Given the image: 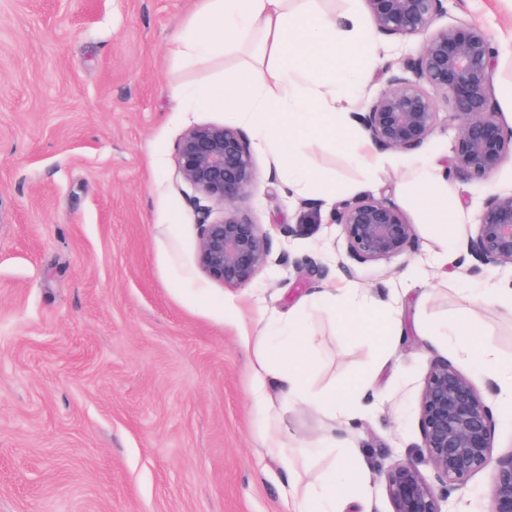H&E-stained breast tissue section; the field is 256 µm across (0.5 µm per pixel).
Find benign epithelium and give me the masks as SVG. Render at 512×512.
<instances>
[{"label": "benign epithelium", "mask_w": 512, "mask_h": 512, "mask_svg": "<svg viewBox=\"0 0 512 512\" xmlns=\"http://www.w3.org/2000/svg\"><path fill=\"white\" fill-rule=\"evenodd\" d=\"M375 29L402 38L422 37L407 58L413 78L395 76L363 104L355 118L370 140L393 150L425 142L435 131L438 100L457 121L452 168L486 180L512 160V130L494 107L495 61L490 39L473 22L438 26L442 0H365ZM183 181L220 214L203 213L197 265L210 280L243 287L272 263L262 225L241 216L237 203L256 186L257 167L240 132L206 124L188 129L177 145ZM345 253L360 263L390 261L406 253L415 235L401 210L373 196L336 206ZM460 245L485 266L512 268V190L493 189L467 225ZM424 458L444 482L462 489L490 472L487 512H512V451L494 455L489 407L472 381L446 361L434 363L419 400ZM384 487L392 512H442L440 495L416 464L394 462Z\"/></svg>", "instance_id": "benign-epithelium-1"}]
</instances>
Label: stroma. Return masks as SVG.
<instances>
[{
	"label": "stroma",
	"mask_w": 512,
	"mask_h": 512,
	"mask_svg": "<svg viewBox=\"0 0 512 512\" xmlns=\"http://www.w3.org/2000/svg\"><path fill=\"white\" fill-rule=\"evenodd\" d=\"M198 0H0V512H292L308 481L332 479L353 454L365 486L341 489L343 512H392L383 473L419 463L444 512H485L488 472L465 489L423 464L418 403L432 361L465 374L487 400L494 452L512 451V386H489L483 363L452 331L467 320L512 369V273L494 272L448 243L436 261L413 167H437L449 201L473 217L490 190L512 188V161L489 179L453 172L455 122L441 112L432 136L407 151L380 149L371 173L334 142L300 146L303 167L341 198L397 205L416 234L388 262L340 260L334 204L288 196L270 156L242 136L259 171L241 215L268 232L273 262L247 286L209 280L197 266L195 192L176 165L177 144L223 113L175 97L223 80L241 55L188 63L172 39ZM466 20L497 55L495 101L512 129V0H446L440 24ZM382 64L363 71L369 99L403 75L417 39L374 33ZM319 223L288 227L305 211ZM315 288H356L376 335L351 329L344 309L300 321L322 393L360 376L376 398L353 419L273 397H249L256 364L240 338L285 314ZM290 448L267 456L270 418ZM303 479L289 496L286 468Z\"/></svg>",
	"instance_id": "35a3bbf8"
}]
</instances>
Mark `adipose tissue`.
<instances>
[{
    "mask_svg": "<svg viewBox=\"0 0 512 512\" xmlns=\"http://www.w3.org/2000/svg\"><path fill=\"white\" fill-rule=\"evenodd\" d=\"M366 22L357 11L333 18L292 0H202L174 39L175 56L196 62L251 46L255 64L239 67L223 82L205 88L200 99L250 128L273 157L276 169L287 172L296 195L321 200L336 197V186L303 173L295 133L335 135L357 162L379 167L382 159L356 131L349 103L359 88L352 81L355 66L377 62L366 43ZM426 223L435 225L440 241L459 237L463 218L448 204L444 188L430 171L418 179ZM283 347L269 354L267 345ZM253 350L258 370L251 396L267 403L269 391L293 400H314L328 414L351 416L373 396L365 381L340 392L312 396L305 382L308 366L303 345L292 335L290 322L277 320L258 335L241 339Z\"/></svg>",
    "mask_w": 512,
    "mask_h": 512,
    "instance_id": "adipose-tissue-1",
    "label": "adipose tissue"
}]
</instances>
